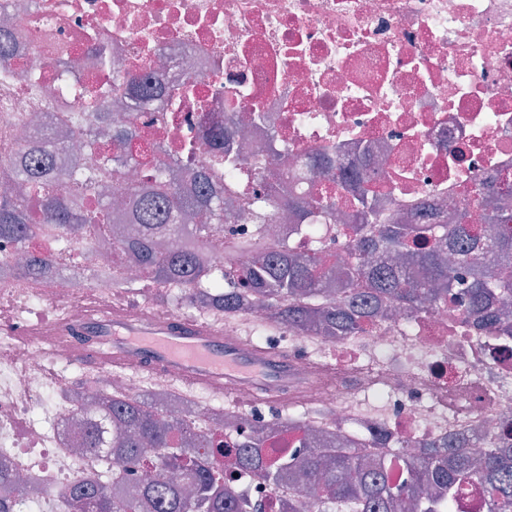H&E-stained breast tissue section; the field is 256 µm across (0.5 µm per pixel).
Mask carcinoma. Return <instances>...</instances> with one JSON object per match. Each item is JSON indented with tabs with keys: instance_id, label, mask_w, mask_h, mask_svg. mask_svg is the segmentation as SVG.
Listing matches in <instances>:
<instances>
[{
	"instance_id": "obj_1",
	"label": "carcinoma",
	"mask_w": 512,
	"mask_h": 512,
	"mask_svg": "<svg viewBox=\"0 0 512 512\" xmlns=\"http://www.w3.org/2000/svg\"><path fill=\"white\" fill-rule=\"evenodd\" d=\"M17 32L0 26V62L10 60ZM99 67L112 72L113 81L124 88L134 105H143L167 89L163 74L150 85L140 82L129 69L113 68L104 57ZM93 112H73L65 135L79 139L92 119L108 117L112 100L92 98ZM232 131L211 144L224 154V173L232 174L242 160L228 142ZM126 131L104 128L89 148L113 165L93 176L74 167L66 186L57 183L53 154L65 143L51 138L34 149L25 162L21 157L0 158V239L24 244L38 224H57L63 231L60 243L67 251L70 235L86 225L99 230L115 220L136 225V235L120 248L139 275L163 277L177 284L189 302L203 311L216 310L234 317L246 305L266 311L268 322L309 336H350L361 322L381 317L390 307L407 312L425 311L448 303L481 325L490 324L512 334L507 303L512 302V235L492 234L470 224L472 199L487 197L483 180L475 181L460 200L452 224H393L377 211L366 195L357 196L358 224L351 228L354 255L376 256L368 265L338 267L321 252L299 253L292 249L269 252L264 243L267 226L280 212L291 213L311 236L317 235V217L336 213V182L340 174L325 168L327 183L312 200L271 198L253 191L251 218L257 237L243 241L238 254L229 258L233 269H212L198 243L209 238L235 216L224 210V190L213 188L206 177L188 173L197 194H186L184 181L143 150H133ZM139 166L150 175L147 186L125 180L126 167ZM96 187L102 200L89 210L84 193ZM489 227L512 225V207L489 203ZM310 413L291 408L275 414L286 426L306 427ZM104 420L112 425L111 438L91 429L85 442L89 451L102 452L115 470L110 481L86 482L76 487L69 512H141L150 502L157 512H253L245 501H236L226 476L245 469L270 483L297 486L299 494L314 490L310 507L329 512L336 503H351L355 512H400L406 508L423 512H451L455 501L467 492L476 493L486 512H512V443L498 447L488 442L481 452L458 451L459 444L437 448L419 445L412 457H401L405 479L389 483L385 467L374 465L359 451L358 437L347 448H320L301 439L308 456L280 460L265 457V439L254 432L228 460L211 464L176 446V432H191L184 419L164 420V411L144 397L114 398ZM163 449V461L174 472L192 465L190 491L179 482L136 485L144 452Z\"/></svg>"
}]
</instances>
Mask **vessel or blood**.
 Masks as SVG:
<instances>
[{
  "mask_svg": "<svg viewBox=\"0 0 512 512\" xmlns=\"http://www.w3.org/2000/svg\"><path fill=\"white\" fill-rule=\"evenodd\" d=\"M41 342H65L74 360L97 368L160 375L189 393L226 395L275 404L287 385V354L266 343L224 333V319L197 320L179 314L154 318L130 315L120 305L95 311L80 326L58 321L40 332Z\"/></svg>",
  "mask_w": 512,
  "mask_h": 512,
  "instance_id": "vessel-or-blood-1",
  "label": "vessel or blood"
}]
</instances>
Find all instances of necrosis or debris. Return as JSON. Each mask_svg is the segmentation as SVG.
<instances>
[{
    "instance_id": "4bbe7bcc",
    "label": "necrosis or debris",
    "mask_w": 512,
    "mask_h": 512,
    "mask_svg": "<svg viewBox=\"0 0 512 512\" xmlns=\"http://www.w3.org/2000/svg\"><path fill=\"white\" fill-rule=\"evenodd\" d=\"M15 60L0 63V152L36 145L42 129L62 130L71 105L93 84L112 100V118L130 110L112 75L97 71L99 51L151 81L164 69L171 84L193 75L194 91L170 106L158 97L137 118L135 139L153 146L175 170L209 164L205 147L227 124L242 126L235 145L243 163L233 177L211 175L237 221L213 236L211 261L251 239L247 196L257 186L254 156L271 133L285 156L281 176L260 185L273 196L312 197L319 185L310 159L366 161L369 190L396 222L448 209L473 178L498 198L512 196V0H18ZM51 15L54 26L34 19ZM198 152L183 159L184 143ZM343 220L323 225L320 239L275 216L270 248L332 253L346 248ZM120 251L72 242L46 275L25 276L0 261V469L16 474L13 512H67L72 486L112 468L82 449L83 421L96 422L106 395L138 396L150 388L161 409L186 415L192 431L222 428L225 448L269 426L265 447L289 455L294 444L273 417L218 411L189 402L165 378L100 369L78 390L58 367L70 349L46 350L22 336L32 313L84 322L108 310L112 290L85 291V278L126 271ZM301 386L291 404L315 405L322 428L357 432L366 453L384 462L390 480L401 454L449 436L500 441L512 432V363L501 365L498 340L461 315L438 307L396 313L352 336L320 339L315 351L286 332Z\"/></svg>"
}]
</instances>
